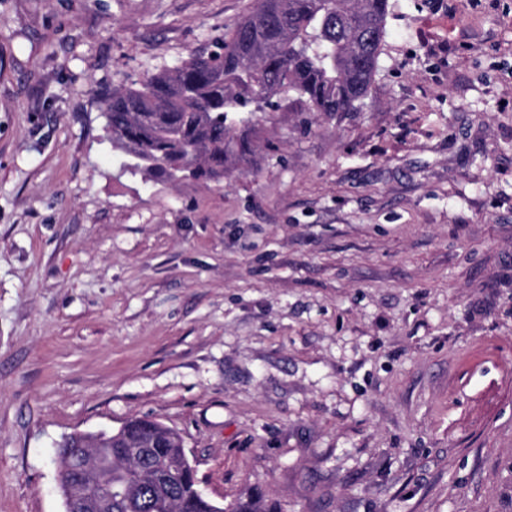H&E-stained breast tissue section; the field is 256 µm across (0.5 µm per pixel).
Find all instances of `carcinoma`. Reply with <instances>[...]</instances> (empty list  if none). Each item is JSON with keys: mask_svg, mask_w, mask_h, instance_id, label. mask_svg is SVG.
I'll return each mask as SVG.
<instances>
[{"mask_svg": "<svg viewBox=\"0 0 512 512\" xmlns=\"http://www.w3.org/2000/svg\"><path fill=\"white\" fill-rule=\"evenodd\" d=\"M390 0H255L214 50L119 87L103 99L106 128L134 168L170 179L218 181L250 162L257 120L252 105L304 112H357L368 96L386 37ZM121 479L127 460L115 448H137L146 475L112 512H216L198 492L195 470L182 463L181 437L152 419L129 420L96 436ZM223 512H278L257 494Z\"/></svg>", "mask_w": 512, "mask_h": 512, "instance_id": "carcinoma-1", "label": "carcinoma"}]
</instances>
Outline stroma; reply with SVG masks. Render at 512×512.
I'll list each match as a JSON object with an SVG mask.
<instances>
[{"label":"stroma","mask_w":512,"mask_h":512,"mask_svg":"<svg viewBox=\"0 0 512 512\" xmlns=\"http://www.w3.org/2000/svg\"><path fill=\"white\" fill-rule=\"evenodd\" d=\"M361 111L130 170L102 98L254 0H0V512L148 417L282 512H512V0H392Z\"/></svg>","instance_id":"stroma-1"}]
</instances>
